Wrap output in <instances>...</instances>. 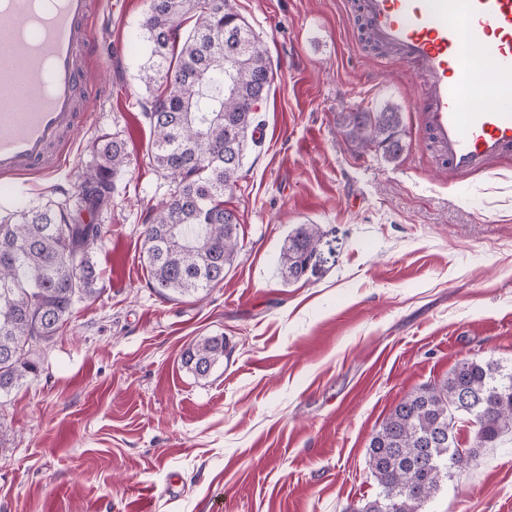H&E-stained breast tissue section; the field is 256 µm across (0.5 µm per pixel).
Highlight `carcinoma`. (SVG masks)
I'll return each mask as SVG.
<instances>
[{"mask_svg":"<svg viewBox=\"0 0 512 512\" xmlns=\"http://www.w3.org/2000/svg\"><path fill=\"white\" fill-rule=\"evenodd\" d=\"M233 2L149 0L140 23L149 54L140 80L153 93L145 113L153 135L149 164L171 183L145 227V260L153 287L170 299L222 283L237 251L239 220L223 197L238 184L248 142H257V105L269 94L271 65ZM340 125L358 147L373 145L390 158L402 150V116L393 108L342 112ZM97 157L78 192L91 211L112 202L115 178L129 164L125 140L101 136ZM102 235L101 225L79 223L66 200L0 224V398L37 372L36 352L58 335L76 303L97 293L92 250ZM321 237L317 224L288 234L283 281L314 268ZM224 351V337H206L183 352L182 363L205 378ZM464 394L473 399L471 411L458 406ZM459 420L472 425L479 448L512 435V369L465 360L393 406L367 448L378 493L359 512H424L441 483L476 457L472 448L465 459L448 453L458 445Z\"/></svg>","mask_w":512,"mask_h":512,"instance_id":"cac0c4a2","label":"carcinoma"}]
</instances>
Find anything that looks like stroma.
<instances>
[{"mask_svg":"<svg viewBox=\"0 0 512 512\" xmlns=\"http://www.w3.org/2000/svg\"><path fill=\"white\" fill-rule=\"evenodd\" d=\"M355 2L234 0L273 72L224 195L239 250L207 296L170 300L142 253L169 186L141 108L148 0H97L82 126L55 172L0 178V218L76 194L101 134L130 163L111 205L79 214L105 229L98 295L0 406V512H356L378 492L367 446L393 405L466 359L512 366V156L449 175L415 109L421 74L367 46ZM386 107L402 115L395 159L338 124ZM300 224L323 237L313 274L287 284ZM207 336L226 351L200 379L181 353ZM426 509L512 512V436Z\"/></svg>","mask_w":512,"mask_h":512,"instance_id":"1","label":"stroma"}]
</instances>
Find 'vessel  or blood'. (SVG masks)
Instances as JSON below:
<instances>
[{"instance_id": "1", "label": "vessel or blood", "mask_w": 512, "mask_h": 512, "mask_svg": "<svg viewBox=\"0 0 512 512\" xmlns=\"http://www.w3.org/2000/svg\"><path fill=\"white\" fill-rule=\"evenodd\" d=\"M370 37L428 79L423 124L449 174L512 155V0H359ZM94 0H0V176L60 166L80 121ZM488 67L472 65L474 53ZM497 105L482 102L485 93Z\"/></svg>"}]
</instances>
